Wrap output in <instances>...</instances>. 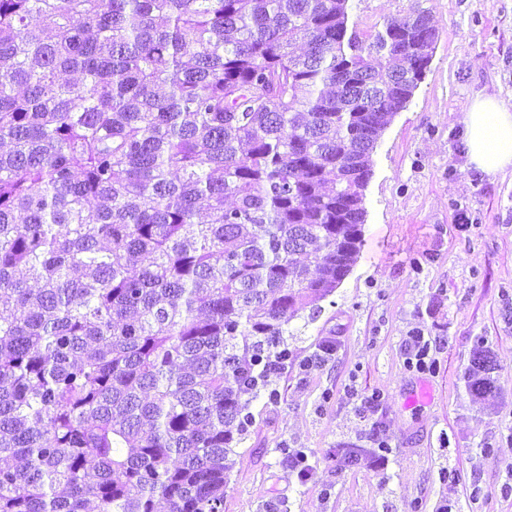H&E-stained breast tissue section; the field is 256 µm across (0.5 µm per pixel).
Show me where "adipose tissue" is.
Returning a JSON list of instances; mask_svg holds the SVG:
<instances>
[{
  "label": "adipose tissue",
  "mask_w": 512,
  "mask_h": 512,
  "mask_svg": "<svg viewBox=\"0 0 512 512\" xmlns=\"http://www.w3.org/2000/svg\"><path fill=\"white\" fill-rule=\"evenodd\" d=\"M462 122L467 156L475 168L496 175L512 167V107L487 97L474 101Z\"/></svg>",
  "instance_id": "1"
}]
</instances>
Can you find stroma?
I'll return each mask as SVG.
<instances>
[{
  "instance_id": "obj_1",
  "label": "stroma",
  "mask_w": 512,
  "mask_h": 512,
  "mask_svg": "<svg viewBox=\"0 0 512 512\" xmlns=\"http://www.w3.org/2000/svg\"><path fill=\"white\" fill-rule=\"evenodd\" d=\"M350 4L351 23L372 30L408 0ZM425 6L438 40L373 153L360 256L318 312L289 324L293 356L271 377L277 399L250 401L224 512H512V168L470 165L462 123L475 99L512 103V0ZM412 329L429 339L433 371L406 364ZM478 337L499 365L482 399L465 381ZM329 343L327 363L301 370ZM375 391L389 462L343 465L337 449L373 445L356 404ZM289 448L306 451L308 482L289 470Z\"/></svg>"
}]
</instances>
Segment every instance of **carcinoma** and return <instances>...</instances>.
Instances as JSON below:
<instances>
[{
  "instance_id": "carcinoma-1",
  "label": "carcinoma",
  "mask_w": 512,
  "mask_h": 512,
  "mask_svg": "<svg viewBox=\"0 0 512 512\" xmlns=\"http://www.w3.org/2000/svg\"><path fill=\"white\" fill-rule=\"evenodd\" d=\"M350 0H0V512H224L437 31ZM349 24L360 29H381L384 21L398 11L407 8V0H350Z\"/></svg>"
}]
</instances>
